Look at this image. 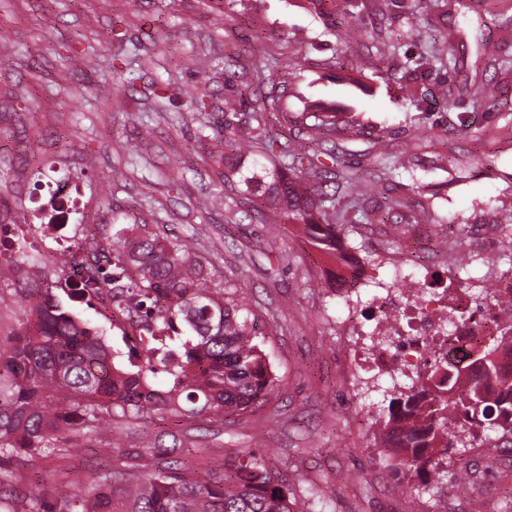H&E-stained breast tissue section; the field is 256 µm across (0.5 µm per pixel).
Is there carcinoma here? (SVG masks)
<instances>
[{"label":"carcinoma","mask_w":512,"mask_h":512,"mask_svg":"<svg viewBox=\"0 0 512 512\" xmlns=\"http://www.w3.org/2000/svg\"><path fill=\"white\" fill-rule=\"evenodd\" d=\"M457 0H410L409 7L451 14ZM453 31L439 35L416 60L420 68L453 60ZM373 50L364 61L375 66L399 54L400 45L371 36ZM299 64L276 71L261 66L255 77L280 90L233 131L224 152V178L242 171L238 150L243 143L275 160L280 171L260 197L302 227L315 244L336 248V237L359 213L368 224H390L401 233L411 224H440L426 209L402 212L404 204L387 197L388 183L406 168L400 160L377 158L366 168L345 163L335 152L336 134L352 136L353 123L338 112H290L285 91L296 79ZM494 86L476 83L472 109L493 101ZM277 113L279 126L294 134L288 149L266 135L264 111ZM93 265L85 287L73 288L72 301L91 303L103 289L137 302L144 319L162 333L141 349L128 351L127 362L112 361L114 352L95 327L80 319L51 288H34L40 301L24 306L19 331L0 340V460L20 455L51 457L68 451L63 434L99 430L112 419L139 420L156 415H190L203 421L226 413L251 414L280 386L269 371L262 343L241 286L232 278L216 280L193 251L190 241H162L143 231L129 235L112 225L111 248L92 246ZM502 317L492 344L459 368L448 366V396H430L429 382H416L396 392L388 404L381 447L403 448L395 473L414 472L426 492L438 493L459 449L486 445L512 447V372L503 359L512 346H502L512 333V298L497 297ZM173 377L171 387H151L148 375L157 366ZM496 429L489 440L479 431ZM37 493L5 500L0 512H314L316 489L300 479L275 477L254 452L244 450L224 472L199 473L175 459L159 466L156 454L139 456L129 467L112 457V470L97 473L72 494L33 478Z\"/></svg>","instance_id":"obj_1"}]
</instances>
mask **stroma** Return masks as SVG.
<instances>
[{
    "label": "stroma",
    "mask_w": 512,
    "mask_h": 512,
    "mask_svg": "<svg viewBox=\"0 0 512 512\" xmlns=\"http://www.w3.org/2000/svg\"><path fill=\"white\" fill-rule=\"evenodd\" d=\"M459 2L452 18L417 20L407 0H390L381 15L361 0H0V226L31 223L33 202L46 198L43 180L57 178L80 187L98 244L116 224H143L170 239L201 230L196 251L216 277L248 267L244 293L281 382L246 417L117 422L73 436L72 454L21 456L11 470L74 489L107 468L101 448L118 449L130 463L155 438L164 448L192 449L202 471L251 448L281 476L315 481L324 512H414L426 501L377 447L389 377H380V390L368 388V372L342 340L349 311L369 310V298L334 297L329 251L272 210L255 217L256 194L224 178V138L258 111L264 92L254 84L251 44H267L271 71L306 50L291 108L322 104L351 114L359 132L339 141L351 164H365L379 139L391 156H415L414 169L396 176L398 193L439 218L392 248L380 224L342 234L343 249L363 260L365 281L391 282L396 261L414 253L428 282L480 276L481 265L459 271L450 255L465 252L466 225L512 208V72L488 67L484 55L491 41L512 59V8ZM451 24L460 29L456 68L415 69L421 47ZM375 29L404 53L354 76ZM132 56L141 65L120 89L103 82L102 71ZM478 77L499 94L474 112L476 130L467 133L459 118L472 112L467 89ZM199 87L209 104L204 117L190 106ZM217 194L234 203L233 214L212 208ZM452 222L462 232L449 234ZM29 255L0 283V336L18 330L26 288L66 287L40 251ZM466 457L472 475L449 480L441 497L447 512H512V450L489 446Z\"/></svg>",
    "instance_id": "1"
}]
</instances>
